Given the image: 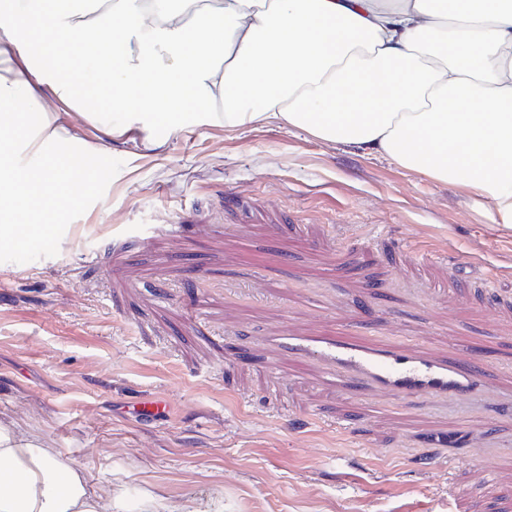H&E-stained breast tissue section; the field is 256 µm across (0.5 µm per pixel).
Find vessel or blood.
Returning <instances> with one entry per match:
<instances>
[{
  "label": "vessel or blood",
  "instance_id": "vessel-or-blood-1",
  "mask_svg": "<svg viewBox=\"0 0 512 512\" xmlns=\"http://www.w3.org/2000/svg\"><path fill=\"white\" fill-rule=\"evenodd\" d=\"M261 343L274 355L318 360L324 384L338 392L357 387L366 395L382 392L398 400L422 395L442 402L491 403L503 412L512 411V393L497 390L482 363L420 344L291 334L265 336Z\"/></svg>",
  "mask_w": 512,
  "mask_h": 512
}]
</instances>
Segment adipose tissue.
<instances>
[{
  "label": "adipose tissue",
  "instance_id": "ef3b65f1",
  "mask_svg": "<svg viewBox=\"0 0 512 512\" xmlns=\"http://www.w3.org/2000/svg\"><path fill=\"white\" fill-rule=\"evenodd\" d=\"M104 28L90 43L85 32ZM106 102L118 137L223 119L282 124L362 147L439 182L463 181L512 226V0H0V239L53 224L93 182L58 149L45 96ZM38 155L11 163L17 148ZM0 512H128L82 470L0 420Z\"/></svg>",
  "mask_w": 512,
  "mask_h": 512
}]
</instances>
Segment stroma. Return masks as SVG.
Returning <instances> with one entry per match:
<instances>
[{
  "instance_id": "obj_1",
  "label": "stroma",
  "mask_w": 512,
  "mask_h": 512,
  "mask_svg": "<svg viewBox=\"0 0 512 512\" xmlns=\"http://www.w3.org/2000/svg\"><path fill=\"white\" fill-rule=\"evenodd\" d=\"M70 111L69 160L103 126ZM106 180L52 242L0 243V419L100 495L171 512H512V417L360 399L255 337L463 344L512 388V227L491 201L358 146L276 124L113 139ZM148 400L162 418L130 414ZM477 433L420 442L415 426Z\"/></svg>"
}]
</instances>
